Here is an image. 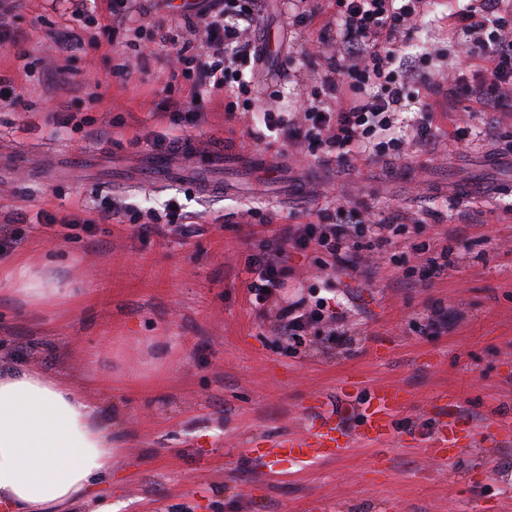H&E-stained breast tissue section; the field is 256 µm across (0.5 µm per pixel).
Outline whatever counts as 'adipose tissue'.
I'll return each instance as SVG.
<instances>
[{
	"instance_id": "1",
	"label": "adipose tissue",
	"mask_w": 512,
	"mask_h": 512,
	"mask_svg": "<svg viewBox=\"0 0 512 512\" xmlns=\"http://www.w3.org/2000/svg\"><path fill=\"white\" fill-rule=\"evenodd\" d=\"M13 293L39 307L72 297L59 281L30 275L17 259ZM117 448L101 404L64 376L0 367V506L5 512H77Z\"/></svg>"
}]
</instances>
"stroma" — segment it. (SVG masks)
Instances as JSON below:
<instances>
[{"label": "stroma", "instance_id": "obj_1", "mask_svg": "<svg viewBox=\"0 0 512 512\" xmlns=\"http://www.w3.org/2000/svg\"><path fill=\"white\" fill-rule=\"evenodd\" d=\"M147 6L149 22L131 21L110 39L100 28L106 0H90L81 23L64 5L20 0L9 23L26 39L0 44V68L16 79L13 104L0 107V224L40 209L72 221L21 225L23 240L0 254V268L26 256L83 298L35 311L0 292V364L64 375L121 410L112 490L79 512H512V446L497 450L490 471L481 448L447 465L413 439L432 431L430 403L443 393L459 396L475 423L512 416V117L462 101L438 116L436 144L346 164L296 152L283 138L258 142L248 134L255 116H227L223 98L193 96L191 80L171 77L166 33L187 54L207 48L165 0ZM458 8L435 0L401 38L402 52L416 59L443 45L446 16ZM335 12L333 0H267L270 58L252 70L255 98L276 95L288 112L310 100L330 72ZM301 13L313 21L290 24ZM167 97L200 109L202 122L160 117ZM457 125L480 128L482 139H449ZM175 134L270 154L287 169L238 181L205 161L161 185L114 186L113 171L136 169L155 139ZM206 174L232 190L204 194L197 180ZM172 197L196 213L201 233L135 236L130 215L148 222ZM341 202L397 220L396 246L352 276L319 270L317 251L290 255L284 297L335 298L345 336L331 339L323 322L287 348L249 299L245 267L260 226L245 211L304 224ZM116 204L130 214H112ZM443 250L447 271L428 277L426 257ZM438 304L453 317L444 333L427 326ZM353 374L367 391L393 382L411 392L386 453L356 442L270 476L255 449L308 429V405L335 396Z\"/></svg>", "mask_w": 512, "mask_h": 512}]
</instances>
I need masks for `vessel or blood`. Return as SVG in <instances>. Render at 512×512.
Returning a JSON list of instances; mask_svg holds the SVG:
<instances>
[{
  "instance_id": "vessel-or-blood-1",
  "label": "vessel or blood",
  "mask_w": 512,
  "mask_h": 512,
  "mask_svg": "<svg viewBox=\"0 0 512 512\" xmlns=\"http://www.w3.org/2000/svg\"><path fill=\"white\" fill-rule=\"evenodd\" d=\"M194 154L195 147L191 144L178 150L166 149L149 154L147 181L162 183L170 180L179 164L192 159ZM212 158L228 167L267 168L271 165L268 158L255 154L246 156L232 148L215 150ZM409 396V391L399 384L376 387L365 399L341 394L336 406L317 409L310 429L279 437L274 447L261 453L260 458L270 474L279 475L288 467L338 456L356 440L367 444L386 443L395 433L396 421L405 410ZM432 409L436 420L434 431L416 439L426 457L452 458L465 442L486 447L512 442L511 417H494L491 424L484 427L463 416L458 405L445 400L434 401ZM351 412L361 419L358 428L352 429L346 424V417Z\"/></svg>"
}]
</instances>
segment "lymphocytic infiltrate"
Instances as JSON below:
<instances>
[{"label": "lymphocytic infiltrate", "mask_w": 512, "mask_h": 512, "mask_svg": "<svg viewBox=\"0 0 512 512\" xmlns=\"http://www.w3.org/2000/svg\"><path fill=\"white\" fill-rule=\"evenodd\" d=\"M266 0H202L194 26L212 49L210 60L177 53L175 69H196L210 94L251 95L244 70L261 60L256 27ZM503 0H465L448 26L449 44H462L485 64L475 72L455 68L448 80V101L464 100L486 112H512V25L502 14ZM428 0H336L338 56L332 75L322 81L330 104H314L296 117H288L272 101L260 105L262 131L281 135L298 149H322L345 163L358 156L379 157L399 149L406 141L425 145L437 137L432 103L417 102L413 118L400 119V108L412 86H423L429 74L424 65H411L397 54L395 44L427 13ZM247 268L251 302L262 310L278 301L285 286L284 253H321L323 267L359 271L367 267L366 252H389L394 240L387 224H368L358 206H338L335 212L318 211L308 224L273 227ZM328 299L314 305L297 300L280 306L275 330L285 340L305 336L313 325L335 319Z\"/></svg>", "instance_id": "1"}]
</instances>
